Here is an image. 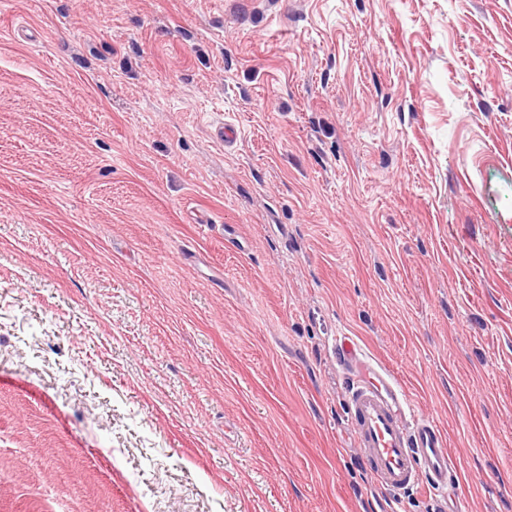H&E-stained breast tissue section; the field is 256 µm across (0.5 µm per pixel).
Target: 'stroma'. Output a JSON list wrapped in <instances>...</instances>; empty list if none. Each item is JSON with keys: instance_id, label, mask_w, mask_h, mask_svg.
Wrapping results in <instances>:
<instances>
[{"instance_id": "35a3bbf8", "label": "stroma", "mask_w": 512, "mask_h": 512, "mask_svg": "<svg viewBox=\"0 0 512 512\" xmlns=\"http://www.w3.org/2000/svg\"><path fill=\"white\" fill-rule=\"evenodd\" d=\"M0 512H512V0H0ZM349 376V414L359 448L376 486L387 491L421 485L430 495L454 487L455 466L439 424L417 412L393 373L350 337L338 339Z\"/></svg>"}]
</instances>
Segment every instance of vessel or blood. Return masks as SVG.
Instances as JSON below:
<instances>
[{
	"mask_svg": "<svg viewBox=\"0 0 512 512\" xmlns=\"http://www.w3.org/2000/svg\"><path fill=\"white\" fill-rule=\"evenodd\" d=\"M349 376L354 442L378 488L422 486L434 496L454 487L455 466L439 424L417 412L405 388L350 337L337 343Z\"/></svg>",
	"mask_w": 512,
	"mask_h": 512,
	"instance_id": "obj_1",
	"label": "vessel or blood"
}]
</instances>
